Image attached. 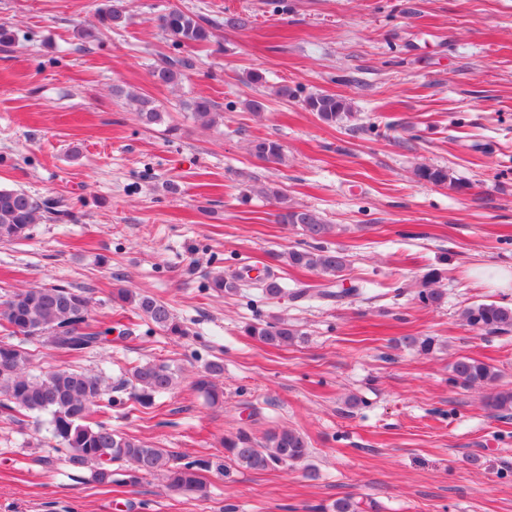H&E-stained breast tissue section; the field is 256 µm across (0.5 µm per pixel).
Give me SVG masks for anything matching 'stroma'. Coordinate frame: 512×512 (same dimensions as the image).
Wrapping results in <instances>:
<instances>
[{
	"mask_svg": "<svg viewBox=\"0 0 512 512\" xmlns=\"http://www.w3.org/2000/svg\"><path fill=\"white\" fill-rule=\"evenodd\" d=\"M107 0H0L14 40L0 45V188L66 204L69 222L36 225L0 242V297L65 284L92 296L111 346L73 360L42 346L37 367L70 365L117 378L153 360L178 375L152 408L130 403L109 422L210 464L207 497L173 493L155 477L98 485L87 465L52 453L48 416L0 413V512H512V416L483 407L489 390L462 388L461 356L512 387V329L483 335L462 310L512 307V288L475 271L512 268V0H122L124 20L82 48ZM216 23L206 52L175 86L155 82L159 56L183 55L160 27L170 9ZM247 24L224 27L225 15ZM264 80L254 84L252 71ZM290 96H277L280 86ZM152 99L161 123L142 125L128 94ZM346 99L352 118L331 126L307 97ZM222 117L201 126L197 96ZM262 100L254 114L247 100ZM279 140L280 164L249 152ZM446 169L453 187L415 171ZM276 183L289 205L318 211L331 247L350 256L340 303L235 296L213 276L305 244L259 194ZM438 275L440 306L420 302ZM128 288L168 302L187 336L166 335L112 300ZM279 315L301 338L280 348L245 327ZM433 338L432 351L405 337ZM223 406L192 386L214 360ZM255 437L294 428L311 444L292 467L252 471L224 455L238 429ZM316 478H308V470Z\"/></svg>",
	"mask_w": 512,
	"mask_h": 512,
	"instance_id": "obj_1",
	"label": "stroma"
}]
</instances>
